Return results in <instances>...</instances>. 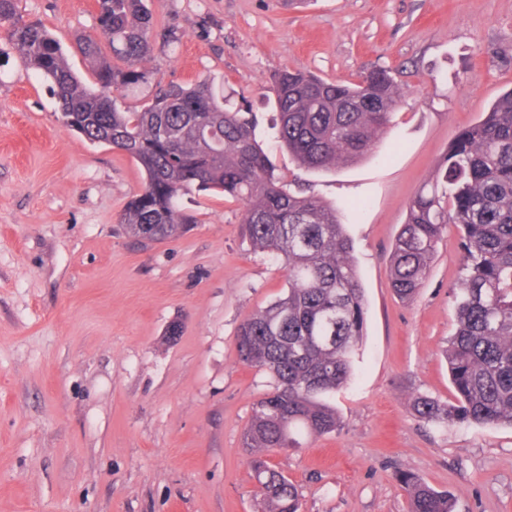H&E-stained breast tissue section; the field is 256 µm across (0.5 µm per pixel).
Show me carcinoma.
I'll return each mask as SVG.
<instances>
[{"instance_id":"cac0c4a2","label":"carcinoma","mask_w":512,"mask_h":512,"mask_svg":"<svg viewBox=\"0 0 512 512\" xmlns=\"http://www.w3.org/2000/svg\"><path fill=\"white\" fill-rule=\"evenodd\" d=\"M97 2L100 38L78 40L91 64L89 81L71 71L60 42L41 23L16 17L15 0H0V27L21 62L50 83L65 126L126 152L143 169L144 185L121 217L131 236L154 243L184 233L192 218L179 208L180 197L217 189L244 204L241 224L251 245L285 261L284 296L237 331L239 359L275 380L274 390L254 403L246 447L295 448L303 436L336 431L328 396L350 378L366 323L364 289L336 208L288 189L257 140L251 110L224 109L209 82L170 85L136 110L124 107L115 92L147 81L150 72L103 60L101 41L119 62L143 61L152 14L144 0ZM272 90L279 112L272 138L313 171L372 152L401 95L384 69L350 84L283 70ZM450 224L463 250L453 291L456 328L446 349L455 403L422 397L414 410L440 426L512 427V89L459 131L436 180L410 204L391 264V287L401 299L422 287ZM252 472L261 480L262 512H298L287 477L261 457ZM397 480L408 512H455L448 492L411 473Z\"/></svg>"}]
</instances>
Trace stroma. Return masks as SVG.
Masks as SVG:
<instances>
[{
	"label": "stroma",
	"instance_id": "1",
	"mask_svg": "<svg viewBox=\"0 0 512 512\" xmlns=\"http://www.w3.org/2000/svg\"><path fill=\"white\" fill-rule=\"evenodd\" d=\"M148 82L210 79L252 108L262 137L288 69L330 81L389 70L402 96L374 153L328 171L267 146L287 185L339 210L366 300L365 335L331 397L340 425L264 458L298 489L300 512H408L397 473L448 492L456 512H512V427L419 420L454 402L443 350L462 253L439 242L416 295L391 287L414 196L464 127L512 89V0H145ZM25 21L76 48L97 0H17ZM144 174L125 152L65 127L47 83L0 33V512H260L243 433L269 373L243 364L240 323L287 290L283 261L241 234L223 193L182 199L183 235L141 246L119 222ZM182 321L176 342L167 326Z\"/></svg>",
	"mask_w": 512,
	"mask_h": 512
}]
</instances>
